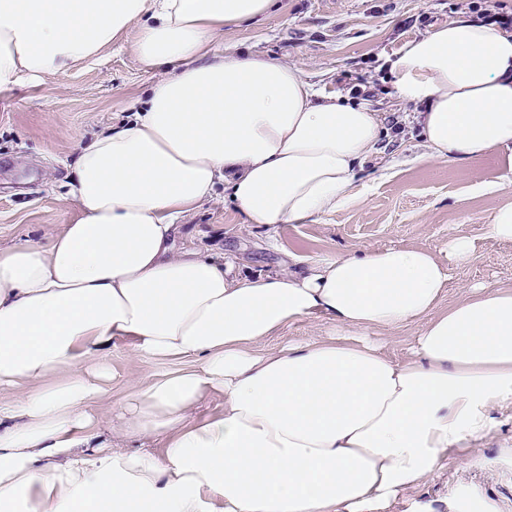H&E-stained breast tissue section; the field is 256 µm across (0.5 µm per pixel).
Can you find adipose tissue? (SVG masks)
I'll use <instances>...</instances> for the list:
<instances>
[{
    "instance_id": "ef3b65f1",
    "label": "adipose tissue",
    "mask_w": 512,
    "mask_h": 512,
    "mask_svg": "<svg viewBox=\"0 0 512 512\" xmlns=\"http://www.w3.org/2000/svg\"><path fill=\"white\" fill-rule=\"evenodd\" d=\"M273 0H0V93L96 58L128 31L172 67L143 106L75 158L80 217L47 244L0 248V512H386L452 448L512 405V289L437 304L446 259L404 247L240 274L175 251L179 224L223 185L248 223L304 224L347 207L385 130L377 112L323 93L291 66L210 52L224 26ZM388 77L425 159L512 160V31L465 16L407 41ZM306 317L340 328L277 351ZM420 323L402 361L358 331ZM181 362L119 404L113 451L94 409L113 341ZM222 405L196 417L206 397Z\"/></svg>"
}]
</instances>
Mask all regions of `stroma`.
Listing matches in <instances>:
<instances>
[{
  "label": "stroma",
  "instance_id": "1",
  "mask_svg": "<svg viewBox=\"0 0 512 512\" xmlns=\"http://www.w3.org/2000/svg\"><path fill=\"white\" fill-rule=\"evenodd\" d=\"M455 2L275 0L265 17L225 26L213 52L250 51L296 67L324 93L366 103L384 125L396 122L407 131L366 159L349 207L307 224L270 228L246 223L219 185L185 219L177 247L222 252L245 274L276 270L286 252L317 258L404 246L442 257L449 239L464 233L474 252L468 263L451 268L440 309L478 284L511 287L512 241L489 238L486 226L494 212L512 204V163L497 151L450 164L424 160L425 148L409 127L415 108L395 94L381 68L408 40L458 17ZM134 41V33H127L96 59L0 94L1 248L25 240L47 243L78 219L67 182L79 147L141 105L162 75L138 60ZM108 360L114 377L96 410L105 429L131 384L176 368L135 354L129 340L113 342ZM498 417L499 427L463 451L449 452L439 474L401 493L389 512H407L414 499L483 496L498 512H512V409Z\"/></svg>",
  "mask_w": 512,
  "mask_h": 512
}]
</instances>
